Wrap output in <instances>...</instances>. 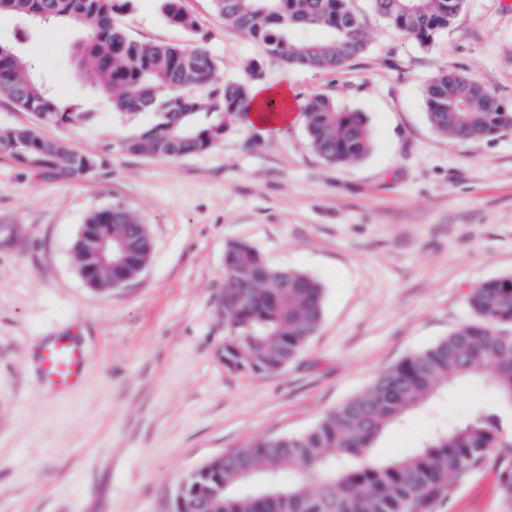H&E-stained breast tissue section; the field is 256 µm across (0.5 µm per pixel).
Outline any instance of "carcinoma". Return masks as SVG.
<instances>
[{
	"mask_svg": "<svg viewBox=\"0 0 512 512\" xmlns=\"http://www.w3.org/2000/svg\"><path fill=\"white\" fill-rule=\"evenodd\" d=\"M171 24L195 35L181 0H160ZM400 32L429 44L455 14L449 0H370ZM224 22L258 42L290 68L333 71L366 50L351 0H213ZM129 0H0V13L41 27L68 24L82 32L77 65L94 79L112 111L154 112L157 121L125 139L121 149L166 159L219 145L230 121L247 117L249 87L220 80L200 40L193 46L132 38L114 20ZM318 29L319 39L305 32ZM204 90L207 105L194 91ZM492 91L453 70L439 72L425 90L427 116L458 141L490 138L512 127ZM0 98L52 126L88 124L92 112L63 103L34 65L0 41ZM311 149L343 165L366 156L371 138L362 112L344 111L315 95L302 108ZM0 150L33 171L53 169L72 179L95 176L109 156L73 152L29 126L0 128ZM108 234V249L96 251ZM89 285L121 288L147 266L153 241L146 224L120 202L92 210L74 242ZM123 259L115 270L109 262ZM325 289L305 272L271 266L243 241L224 246V367L240 374L274 373L292 363L317 333ZM473 320L432 347L380 373L371 387L325 414L299 436L268 435L217 456L186 478L176 500L185 512H434L470 474L494 469L501 497L512 504V448L501 440V413H512V275L467 289ZM460 379H480L497 408H477L450 428L430 433L409 453L377 459L371 448L390 426L426 406Z\"/></svg>",
	"mask_w": 512,
	"mask_h": 512,
	"instance_id": "1",
	"label": "carcinoma"
}]
</instances>
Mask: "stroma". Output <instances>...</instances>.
Listing matches in <instances>:
<instances>
[{
    "label": "stroma",
    "mask_w": 512,
    "mask_h": 512,
    "mask_svg": "<svg viewBox=\"0 0 512 512\" xmlns=\"http://www.w3.org/2000/svg\"><path fill=\"white\" fill-rule=\"evenodd\" d=\"M196 34L166 21L159 0H132L115 20L139 40L203 37L226 82L288 85L364 113L371 150L335 166L303 122L282 133L235 124L220 145L164 160L121 144L150 112H113L78 76L75 35L0 14V40L35 59L53 92L95 114L79 127H42L72 150L111 148L89 180L33 172L0 152V512H175L182 480L261 435L295 436L365 392L376 376L472 320L464 294L512 274V128L460 142L435 130L425 89L443 69L487 86L512 110V0H465L427 46L353 0L366 51L336 71L288 69L225 24L212 0H182ZM115 202L154 240L127 286L89 288L73 242L86 214ZM243 240L269 263L325 288L322 325L298 360L274 374L224 366V245ZM71 337L87 352L82 383L45 390L36 347ZM461 381L387 428L371 450L405 454L434 427L491 404ZM437 512H507L498 476L475 473Z\"/></svg>",
    "instance_id": "35a3bbf8"
}]
</instances>
